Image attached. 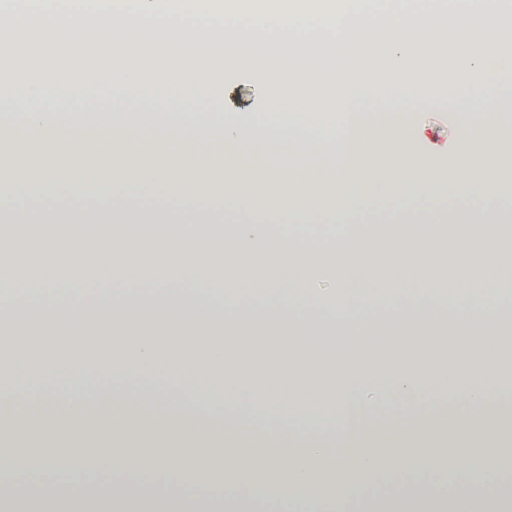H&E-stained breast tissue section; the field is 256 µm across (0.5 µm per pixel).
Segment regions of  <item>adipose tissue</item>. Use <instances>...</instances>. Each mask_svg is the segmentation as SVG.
I'll return each mask as SVG.
<instances>
[{"mask_svg":"<svg viewBox=\"0 0 512 512\" xmlns=\"http://www.w3.org/2000/svg\"><path fill=\"white\" fill-rule=\"evenodd\" d=\"M9 34L51 40L73 68L65 80L21 87L0 76V137L19 148L57 144L66 132L73 141L67 166L52 152L43 159L51 198L33 195L28 171L0 167L10 186L0 193V328L47 336L38 349L0 358V395L15 400L0 416V473L9 480L0 512H253L254 502L283 496L299 512L342 500L359 501V512H512L499 462L480 454L512 447V377L499 370L500 357L512 356V318L500 311L512 290L499 285L512 253V200L491 197L496 178L465 153L448 176L459 205L428 207L433 191L408 138L419 106L443 100L462 142L493 147L512 135V95L485 61L498 52L501 72H512V0H0V37ZM444 39L461 61L448 75L423 50ZM150 42L165 54L178 107L149 112L133 101L104 128L88 127V114L104 106L85 78L112 88L155 82ZM106 53L115 63L103 68ZM218 60L275 85L261 111L202 109L203 79ZM332 71L334 119L315 93L286 108L300 84L315 89ZM302 124L312 125L309 136H281ZM244 146L285 160L271 172L251 169L250 182L273 181L291 196L324 188L333 221L356 232L324 254L264 223H224L197 175L236 164ZM295 157H333L344 168L309 176L292 166ZM89 158L107 190L78 198L71 185ZM159 179L179 189L172 204L124 191ZM478 193L489 202L471 205ZM387 195L397 213L361 225L365 201ZM463 233L495 244L479 266L440 272L434 252ZM329 265L335 287L316 288ZM314 313L384 346L354 342L323 371L306 348ZM262 335L287 347L266 360L287 389L241 370L243 347ZM443 336L463 340L465 352H448ZM157 376L166 389L140 398L163 399L169 413H89L88 384L104 378L119 390ZM191 377L217 382L206 403L185 402ZM428 393L437 405L424 403ZM374 394L384 419L354 431L353 410ZM276 409L302 421L305 434L257 436L262 451L243 464L240 423ZM35 431L95 448L109 489L90 477L17 491L16 477L79 466L49 447L21 449ZM146 447L151 467L178 471L179 482L139 476L127 451ZM198 448L221 449L222 470L205 466ZM382 478L392 490L362 498ZM218 480L223 496L200 494Z\"/></svg>","mask_w":512,"mask_h":512,"instance_id":"adipose-tissue-1","label":"adipose tissue"}]
</instances>
